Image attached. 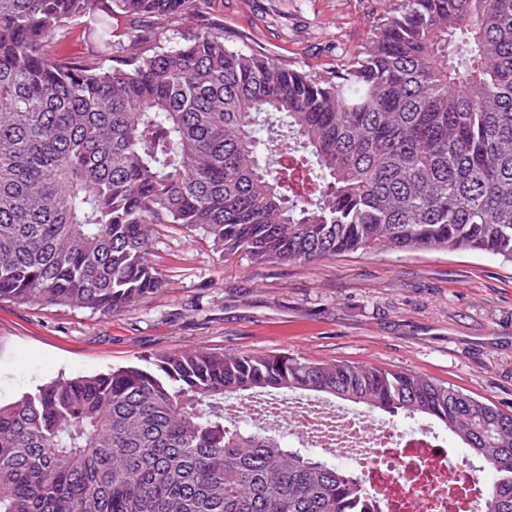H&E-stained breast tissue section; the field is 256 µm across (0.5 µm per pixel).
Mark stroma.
I'll return each instance as SVG.
<instances>
[{"label": "stroma", "instance_id": "stroma-1", "mask_svg": "<svg viewBox=\"0 0 512 512\" xmlns=\"http://www.w3.org/2000/svg\"><path fill=\"white\" fill-rule=\"evenodd\" d=\"M392 0H210L233 50L334 70L362 49ZM167 284L112 315L0 300V401L57 378L182 351L285 353L409 370L512 411V263L471 251L350 253L256 266L203 236L158 226Z\"/></svg>", "mask_w": 512, "mask_h": 512}]
</instances>
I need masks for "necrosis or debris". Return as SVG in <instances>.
<instances>
[{
    "mask_svg": "<svg viewBox=\"0 0 512 512\" xmlns=\"http://www.w3.org/2000/svg\"><path fill=\"white\" fill-rule=\"evenodd\" d=\"M288 412L313 445L361 459L378 512H469L484 486L482 470L449 467L447 448L428 432L402 438L365 414L313 401L293 403Z\"/></svg>",
    "mask_w": 512,
    "mask_h": 512,
    "instance_id": "1",
    "label": "necrosis or debris"
}]
</instances>
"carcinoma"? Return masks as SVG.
<instances>
[{
	"mask_svg": "<svg viewBox=\"0 0 512 512\" xmlns=\"http://www.w3.org/2000/svg\"><path fill=\"white\" fill-rule=\"evenodd\" d=\"M207 0H0V300L118 313L166 286L154 226L257 265L467 250L512 262V0H394L336 69L174 24ZM89 18L98 51L56 41ZM283 157L260 162V150ZM304 392L431 421L512 512V412L415 372L182 351L0 403V512H368L363 476L224 423Z\"/></svg>",
	"mask_w": 512,
	"mask_h": 512,
	"instance_id": "cac0c4a2",
	"label": "carcinoma"
}]
</instances>
